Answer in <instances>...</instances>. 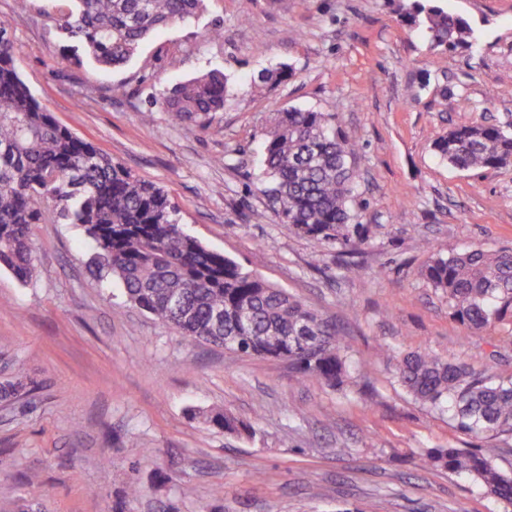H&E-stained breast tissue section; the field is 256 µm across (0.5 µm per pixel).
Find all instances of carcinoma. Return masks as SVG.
<instances>
[{
  "mask_svg": "<svg viewBox=\"0 0 512 512\" xmlns=\"http://www.w3.org/2000/svg\"><path fill=\"white\" fill-rule=\"evenodd\" d=\"M58 26L74 48L105 68H119L158 31L198 16L205 0H73ZM443 0H407L399 15L435 52L467 50L474 30ZM291 65L261 72L255 85L282 83ZM221 72L178 83L163 104L175 123H205L224 110ZM334 112L290 106L275 113L261 157L263 193L280 223L322 244L354 248L357 173L354 148ZM458 170L512 163V127L458 126L433 143ZM33 224H78L94 246L95 276L118 278L127 301L194 340L247 356L286 359L303 378L329 385L347 372L338 325L287 291L203 246L179 223L167 193L131 174L92 142L58 122L21 79L13 44L0 23V267L26 281L34 267ZM422 276L448 297L454 315L474 331L512 316V250L474 246L431 258ZM397 378L416 400L448 412L476 437L512 432V377L488 375L429 352H410ZM205 421L226 433H252L215 412ZM512 448H441L420 467L465 475L512 506V473L499 458Z\"/></svg>",
  "mask_w": 512,
  "mask_h": 512,
  "instance_id": "cac0c4a2",
  "label": "carcinoma"
}]
</instances>
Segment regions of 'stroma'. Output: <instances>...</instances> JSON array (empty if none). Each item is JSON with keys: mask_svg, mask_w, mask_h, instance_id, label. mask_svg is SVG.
Wrapping results in <instances>:
<instances>
[{"mask_svg": "<svg viewBox=\"0 0 512 512\" xmlns=\"http://www.w3.org/2000/svg\"><path fill=\"white\" fill-rule=\"evenodd\" d=\"M70 6L0 0L35 96L161 187L187 234L339 322L348 368L332 386L189 340L91 274L79 226L33 225L32 277L0 268V383L29 390L0 402V512H512L416 467L437 448L512 447V433L473 437L395 377L414 351L512 376V318L470 331L420 274L440 249H512V165L461 171L432 148L456 126L512 124V0H445L475 30L471 49L447 53L401 25L392 0H207L116 69L75 57L56 21ZM281 63L292 78L252 88ZM212 70L234 84L223 111L174 123L163 93ZM456 97L467 108H450ZM290 105L337 113L355 143V254L289 230L261 192L264 134ZM218 410L253 434L205 424Z\"/></svg>", "mask_w": 512, "mask_h": 512, "instance_id": "1", "label": "stroma"}]
</instances>
